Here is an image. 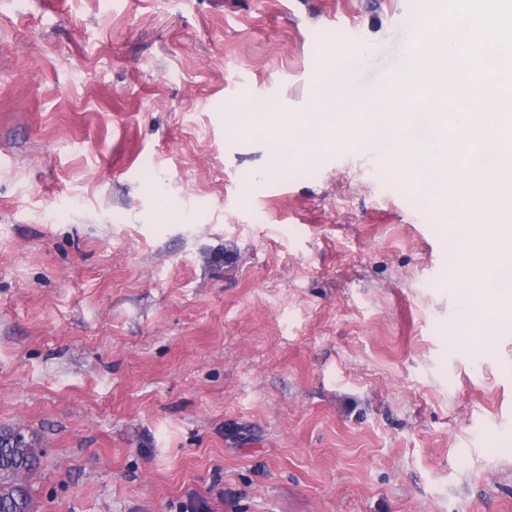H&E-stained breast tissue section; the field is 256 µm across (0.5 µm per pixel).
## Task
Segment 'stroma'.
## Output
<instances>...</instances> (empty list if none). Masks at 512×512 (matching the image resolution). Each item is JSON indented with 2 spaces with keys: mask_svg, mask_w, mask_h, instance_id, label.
Returning a JSON list of instances; mask_svg holds the SVG:
<instances>
[{
  "mask_svg": "<svg viewBox=\"0 0 512 512\" xmlns=\"http://www.w3.org/2000/svg\"><path fill=\"white\" fill-rule=\"evenodd\" d=\"M407 0H0V428L35 512H512V329L444 196L294 127Z\"/></svg>",
  "mask_w": 512,
  "mask_h": 512,
  "instance_id": "1",
  "label": "stroma"
}]
</instances>
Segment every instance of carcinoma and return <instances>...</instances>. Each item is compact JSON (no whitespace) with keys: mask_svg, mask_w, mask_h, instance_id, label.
I'll use <instances>...</instances> for the list:
<instances>
[{"mask_svg":"<svg viewBox=\"0 0 512 512\" xmlns=\"http://www.w3.org/2000/svg\"><path fill=\"white\" fill-rule=\"evenodd\" d=\"M38 460L25 435L13 429L0 430V512H31L26 478Z\"/></svg>","mask_w":512,"mask_h":512,"instance_id":"obj_1","label":"carcinoma"}]
</instances>
